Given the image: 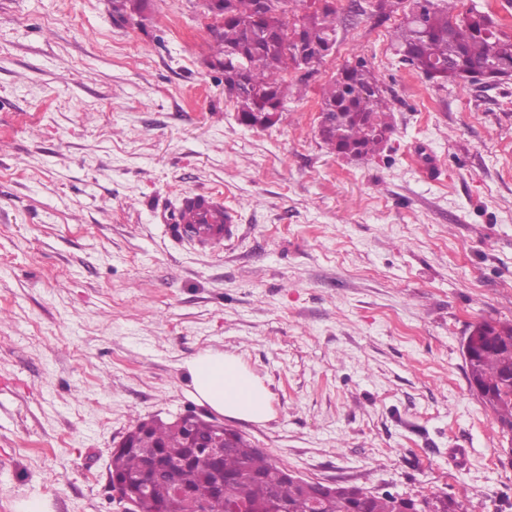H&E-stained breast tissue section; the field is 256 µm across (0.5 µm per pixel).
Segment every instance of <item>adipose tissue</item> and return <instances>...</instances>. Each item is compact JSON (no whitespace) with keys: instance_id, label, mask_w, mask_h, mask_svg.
<instances>
[{"instance_id":"obj_1","label":"adipose tissue","mask_w":512,"mask_h":512,"mask_svg":"<svg viewBox=\"0 0 512 512\" xmlns=\"http://www.w3.org/2000/svg\"><path fill=\"white\" fill-rule=\"evenodd\" d=\"M186 369L194 396L214 412L254 422L269 419L266 386L236 356L204 351L192 357Z\"/></svg>"}]
</instances>
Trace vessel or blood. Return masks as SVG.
I'll return each mask as SVG.
<instances>
[{"label":"vessel or blood","instance_id":"1","mask_svg":"<svg viewBox=\"0 0 512 512\" xmlns=\"http://www.w3.org/2000/svg\"><path fill=\"white\" fill-rule=\"evenodd\" d=\"M173 221L186 230L187 239L202 247L221 244L233 233V212L219 198L203 194H185Z\"/></svg>","mask_w":512,"mask_h":512}]
</instances>
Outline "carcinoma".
<instances>
[{"instance_id":"1","label":"carcinoma","mask_w":512,"mask_h":512,"mask_svg":"<svg viewBox=\"0 0 512 512\" xmlns=\"http://www.w3.org/2000/svg\"><path fill=\"white\" fill-rule=\"evenodd\" d=\"M222 0V23L211 28L215 59L224 60V94L243 124L267 120L278 123L288 111V71L301 70L298 37L307 39L309 69L298 81L308 83L336 45V4L290 14L288 0ZM460 0H410L402 20L390 33L399 62L426 80L440 85L500 74L512 79V31L489 14L470 7L456 11ZM152 12L151 0H112V21L118 26L143 25ZM320 110L330 125L319 131L330 150L346 158L383 152L392 133L386 88L368 61L354 53L323 88ZM473 342L465 362L470 385L477 386L483 403L499 426L512 430V322L484 320L469 334ZM230 447L216 456L191 448L188 439H213V425L196 418L189 432L173 423L151 427L144 445L112 451L109 472L114 478L150 479L144 512H169L175 500L173 474L185 477L196 499L208 512H231L240 506L251 512H465L463 497L443 493L432 498L392 493L353 497L344 488L316 511L321 486H303L285 468L254 447L240 433L226 428Z\"/></svg>"}]
</instances>
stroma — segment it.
I'll return each mask as SVG.
<instances>
[{"label": "stroma", "instance_id": "obj_1", "mask_svg": "<svg viewBox=\"0 0 512 512\" xmlns=\"http://www.w3.org/2000/svg\"><path fill=\"white\" fill-rule=\"evenodd\" d=\"M204 0H0V512H119L111 452L135 421L214 412L185 363L239 357L270 393L225 418L309 481L402 496L466 488L512 512V463L463 343L512 321V81L441 86L399 63L384 19L336 0V51L281 120L242 124L210 63ZM393 133L353 161L318 134L351 54ZM223 199L209 250L168 222ZM112 21L118 26L136 24L143 26L144 13L152 12L151 0H112Z\"/></svg>", "mask_w": 512, "mask_h": 512}]
</instances>
